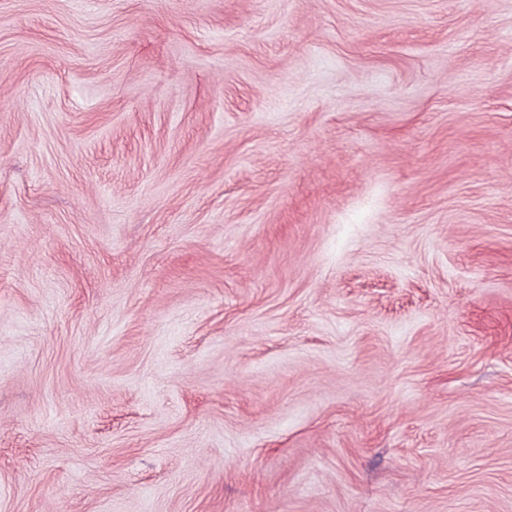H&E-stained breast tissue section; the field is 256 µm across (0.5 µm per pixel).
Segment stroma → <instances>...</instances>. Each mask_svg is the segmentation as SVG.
Segmentation results:
<instances>
[{
	"label": "stroma",
	"mask_w": 512,
	"mask_h": 512,
	"mask_svg": "<svg viewBox=\"0 0 512 512\" xmlns=\"http://www.w3.org/2000/svg\"><path fill=\"white\" fill-rule=\"evenodd\" d=\"M0 512H512V0H0Z\"/></svg>",
	"instance_id": "35a3bbf8"
}]
</instances>
